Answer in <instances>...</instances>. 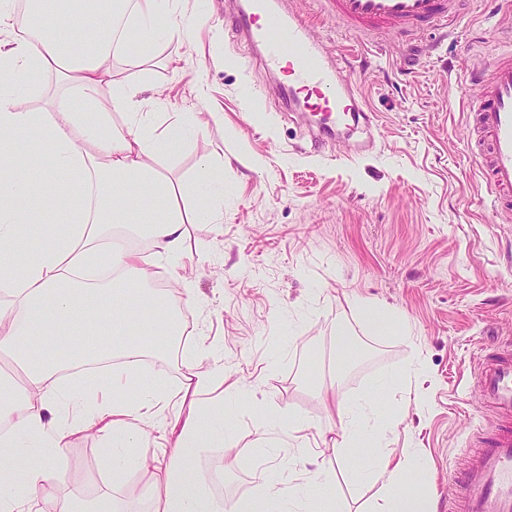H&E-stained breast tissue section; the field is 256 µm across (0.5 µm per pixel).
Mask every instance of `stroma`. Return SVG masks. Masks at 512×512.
Segmentation results:
<instances>
[{
    "label": "stroma",
    "mask_w": 512,
    "mask_h": 512,
    "mask_svg": "<svg viewBox=\"0 0 512 512\" xmlns=\"http://www.w3.org/2000/svg\"><path fill=\"white\" fill-rule=\"evenodd\" d=\"M227 6L175 0L189 39L147 56L132 50L112 70L142 98H160V111L223 118L157 164L189 184L201 155L223 157L224 221L189 225L187 254L199 273L175 294L185 341L146 357L143 376L177 388L187 350L215 343L230 380L248 386V398L226 406L230 439L202 463L207 473L221 471L226 498L273 477L289 487L332 470L341 512H365L379 490L363 477L368 447L341 463L329 452L310 456L290 437L289 418H304L314 442L338 430V398L366 395L397 424L391 448L422 459L433 512H448L462 449L494 421L471 375L487 346L512 338V223L498 222L467 151L456 92L464 76L512 49V0H463L453 35L429 30L380 43L339 24L323 0H295L326 52L349 64L376 118L319 149L302 113L280 111L273 79L253 67L247 48L234 47ZM17 92L28 108L44 107L52 94L83 108L49 73L24 76ZM82 191H43L29 214L65 231ZM359 297L393 309L386 328L362 318ZM342 334L354 347L346 360L337 355ZM213 359L201 358V368ZM413 363L422 367L417 384L398 383ZM102 457L97 437L76 433L61 485L46 488L45 499L62 488L125 498L102 478Z\"/></svg>",
    "instance_id": "35a3bbf8"
}]
</instances>
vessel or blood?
Listing matches in <instances>:
<instances>
[{
  "label": "vessel or blood",
  "instance_id": "1",
  "mask_svg": "<svg viewBox=\"0 0 512 512\" xmlns=\"http://www.w3.org/2000/svg\"><path fill=\"white\" fill-rule=\"evenodd\" d=\"M457 0H331L336 17L364 33L404 38L447 27ZM232 33L277 76L276 94L286 112L317 116L313 145L351 132L368 107L341 58L323 54L309 21L288 0H241ZM471 137L482 177L495 198L496 216L512 221V53L493 60L488 73L463 88ZM474 390L496 414L494 427L463 458L459 490L448 512H512V341L485 351Z\"/></svg>",
  "mask_w": 512,
  "mask_h": 512
}]
</instances>
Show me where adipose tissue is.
Segmentation results:
<instances>
[{
	"instance_id": "adipose-tissue-1",
	"label": "adipose tissue",
	"mask_w": 512,
	"mask_h": 512,
	"mask_svg": "<svg viewBox=\"0 0 512 512\" xmlns=\"http://www.w3.org/2000/svg\"><path fill=\"white\" fill-rule=\"evenodd\" d=\"M160 10L161 0H29L28 29L0 40V348L25 372L22 386L0 384V512H45L41 493L57 482L61 450L79 431L101 439L114 480L150 467L151 512H336L328 470L289 488L268 480L231 503L215 495L198 461L223 447L229 425L223 404L208 396L222 390L243 397L246 389L225 385L223 365L204 370L193 357L174 392L143 381L133 367L140 349L126 344V337L156 336L180 346L184 329L176 304L153 283L188 284L195 275L194 266L183 262L188 225L224 220L222 196L207 193L222 183L223 164L202 155L190 186L173 183L155 167L189 132H206L208 121L180 113L160 126L136 89L114 85L108 101L100 94L113 58L125 49L116 20L141 30L144 51L188 38L176 17L155 25ZM64 15L94 17L95 39L88 47H80L79 36L59 34ZM44 71L56 72L75 90L84 111L63 103L51 112L20 108L13 94L17 78ZM116 111L122 123L113 122ZM31 132L50 160L40 181L28 176L30 159L12 148L15 138ZM75 182L84 192L65 232L30 222L24 205L44 185L66 195ZM116 224L149 239L151 268L113 237ZM105 322L117 339L103 348L92 338ZM100 362L108 371L96 378L91 399L82 398L81 384L59 378L65 365ZM173 401L178 409L172 413ZM336 406L342 426L327 447L342 458L369 444L367 475L384 484L372 512H426L419 490L393 491L414 460L388 449L376 403L362 398ZM159 418L169 450L151 460L137 456L150 423Z\"/></svg>"
}]
</instances>
